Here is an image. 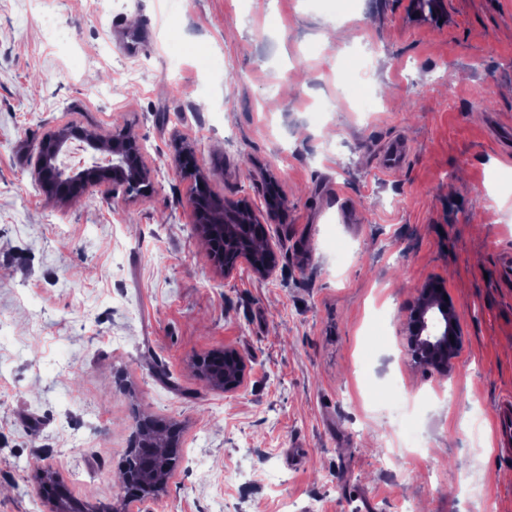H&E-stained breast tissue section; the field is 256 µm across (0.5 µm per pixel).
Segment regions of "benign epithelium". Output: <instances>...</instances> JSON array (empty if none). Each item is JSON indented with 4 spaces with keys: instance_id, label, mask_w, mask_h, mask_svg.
I'll return each instance as SVG.
<instances>
[{
    "instance_id": "7a95c632",
    "label": "benign epithelium",
    "mask_w": 512,
    "mask_h": 512,
    "mask_svg": "<svg viewBox=\"0 0 512 512\" xmlns=\"http://www.w3.org/2000/svg\"><path fill=\"white\" fill-rule=\"evenodd\" d=\"M408 14L414 21L431 23L436 27L445 25L448 23L447 0H409ZM78 135L87 139L92 148L109 154L112 163L107 166L93 165L72 176L63 175V171L56 165V159L64 145ZM33 174L48 196L64 203L80 198V191L90 187L114 194L121 192L125 196L133 194L131 189L136 188L138 192L133 195L146 198L152 193L154 181V174L146 164L137 140L130 137L125 130L117 129L111 135L103 137L80 133L69 124L58 126L43 139L35 159ZM209 194L211 188L204 176L191 178L187 205L193 223L203 224L209 221L224 225L225 239L234 246L232 256L224 257V262L220 264L224 275L233 274L242 263L247 264L260 277L272 275L276 267L274 253L270 251L260 260L250 243L251 229L265 224L260 211L240 199L233 203H224L223 207L212 211L215 218L206 221L203 219L201 200ZM419 294L418 306L409 312L406 319L412 345L415 346L420 339L427 338L428 352L424 362L449 365L455 357L461 337L459 328L451 319L452 312L445 301V291L437 290L435 285L429 283L421 287ZM224 353L233 357L235 370L233 375L219 382V386L224 392L231 393L244 384L246 361L231 348L224 349ZM34 490L46 500L49 512H70V502L78 506V512H99L79 503L50 469L36 472Z\"/></svg>"
}]
</instances>
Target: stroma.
<instances>
[{"label": "stroma", "mask_w": 512, "mask_h": 512, "mask_svg": "<svg viewBox=\"0 0 512 512\" xmlns=\"http://www.w3.org/2000/svg\"><path fill=\"white\" fill-rule=\"evenodd\" d=\"M407 5L0 0V512H47L41 468L118 504L140 415L176 423L184 458L133 512H512L492 428L512 397V0H448L440 28ZM146 17L150 47L125 54ZM64 123L126 128L152 194L46 196L34 161ZM396 143L409 158L385 168ZM178 144L221 200L264 206L274 178L271 277L214 265ZM432 279L461 332L444 375L407 348ZM227 347L233 393L196 368ZM224 354H229L233 357L235 362V370L232 376H227L226 374L224 382L223 379H221L219 382V386L221 389H224V392H236L244 384L246 361L236 351H234L231 348H224Z\"/></svg>", "instance_id": "35a3bbf8"}]
</instances>
